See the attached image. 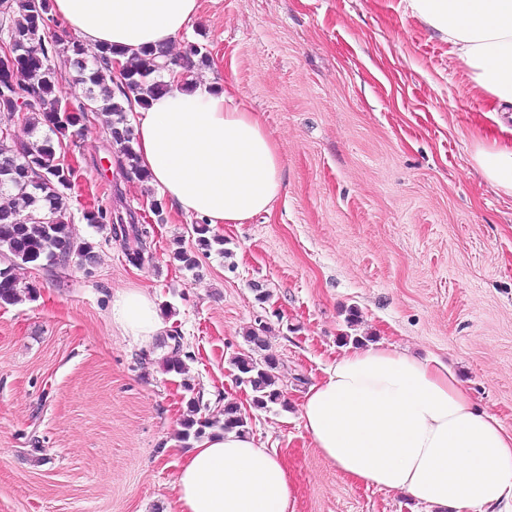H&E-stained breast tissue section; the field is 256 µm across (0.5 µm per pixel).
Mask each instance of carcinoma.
<instances>
[{
    "label": "carcinoma",
    "instance_id": "carcinoma-1",
    "mask_svg": "<svg viewBox=\"0 0 512 512\" xmlns=\"http://www.w3.org/2000/svg\"><path fill=\"white\" fill-rule=\"evenodd\" d=\"M6 38L21 47V54L12 68L0 69V109L17 115L20 126L32 135L40 127L48 133L36 140L0 137V194L8 203L0 205V306L17 303L22 294L33 289L21 286L15 269L22 264L38 267L65 265L75 259L79 265L95 262L94 246L76 239L68 224L70 177L65 163L56 157V144L78 135L88 119L78 110L62 117L66 91L59 84L51 59L64 55L75 69L73 84L82 87L90 112L105 117L112 139L124 158L129 173L145 181L149 175L140 169L135 149L134 127L127 122L132 104L146 109L151 100L168 89L165 73L177 66L192 70L205 66L209 57L205 47L193 45L183 57H168L158 48H146L136 62L115 73L113 57L120 51L103 47L93 67L83 61V44L75 39L61 42L44 34L48 28L45 17L49 0H0ZM120 80L117 89L123 97L118 101L112 84ZM26 96L30 103L17 107L15 98ZM197 250L224 252V239L212 234L207 224L192 225ZM265 328L246 332L248 350L231 358L237 378L250 388L252 404L267 409L282 403L276 386L278 361L269 353L263 337ZM207 404L203 397L192 396L186 401V411L180 421L178 441L191 448L204 437L224 432L248 433V416L231 401L224 403L220 419L202 414Z\"/></svg>",
    "mask_w": 512,
    "mask_h": 512
}]
</instances>
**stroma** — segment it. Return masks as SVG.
Returning a JSON list of instances; mask_svg holds the SVG:
<instances>
[{
	"label": "stroma",
	"mask_w": 512,
	"mask_h": 512,
	"mask_svg": "<svg viewBox=\"0 0 512 512\" xmlns=\"http://www.w3.org/2000/svg\"><path fill=\"white\" fill-rule=\"evenodd\" d=\"M192 43L209 54L200 76L235 85L277 143L285 189L271 213L214 227L223 251L181 269L192 219L168 207L157 222L159 192L89 117L61 154L72 229L96 261L20 266L34 293L0 307V512H178L186 380L210 415L228 401L246 412L287 465L297 512H427L330 465L300 409L347 349L381 344L441 361L512 430V195L475 163L505 137L489 95L406 0H200L176 54ZM97 205L147 227L149 261L86 223ZM125 288L156 297L187 376L113 324ZM260 325L285 400L262 410L230 363Z\"/></svg>",
	"instance_id": "stroma-1"
}]
</instances>
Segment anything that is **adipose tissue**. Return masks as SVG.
I'll return each instance as SVG.
<instances>
[{
  "mask_svg": "<svg viewBox=\"0 0 512 512\" xmlns=\"http://www.w3.org/2000/svg\"><path fill=\"white\" fill-rule=\"evenodd\" d=\"M413 16L454 46L494 104L512 105V0H408ZM199 0H53L82 42L119 49V64L148 46L169 48L192 28ZM169 89L138 111L141 169L176 212L210 226L270 213L284 184L279 148L237 88L214 90L175 69ZM485 178L512 195V139L478 148ZM111 318L152 343L164 328L155 297L116 291ZM304 427L323 456L355 482L407 494L430 512H494L512 500V431L480 410L440 362L371 346L347 351L307 391ZM179 512H296L277 454L250 435H213L183 458Z\"/></svg>",
  "mask_w": 512,
  "mask_h": 512,
  "instance_id": "adipose-tissue-1",
  "label": "adipose tissue"
}]
</instances>
